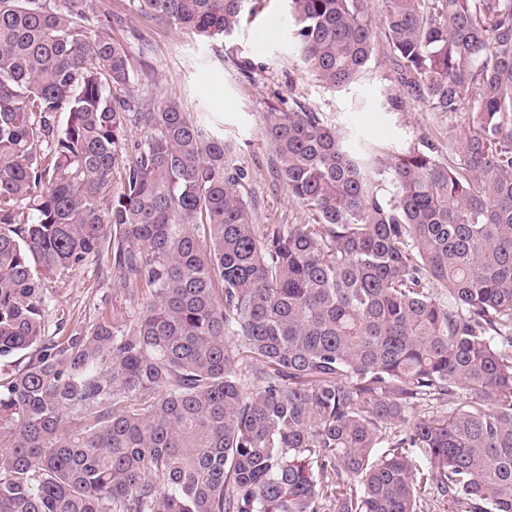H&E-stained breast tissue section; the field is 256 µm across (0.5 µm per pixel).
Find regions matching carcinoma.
I'll list each match as a JSON object with an SVG mask.
<instances>
[{
  "label": "carcinoma",
  "instance_id": "obj_1",
  "mask_svg": "<svg viewBox=\"0 0 512 512\" xmlns=\"http://www.w3.org/2000/svg\"><path fill=\"white\" fill-rule=\"evenodd\" d=\"M248 2L139 0L207 39ZM288 2L307 71L356 80L366 0ZM379 7L464 123L396 151L268 112L309 221L257 224L223 130L138 108L112 5L0 0V512H512V0ZM104 255L124 311L49 333Z\"/></svg>",
  "mask_w": 512,
  "mask_h": 512
}]
</instances>
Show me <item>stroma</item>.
I'll use <instances>...</instances> for the list:
<instances>
[{
	"label": "stroma",
	"mask_w": 512,
	"mask_h": 512,
	"mask_svg": "<svg viewBox=\"0 0 512 512\" xmlns=\"http://www.w3.org/2000/svg\"><path fill=\"white\" fill-rule=\"evenodd\" d=\"M121 10L124 37L149 73L148 100L173 96L192 113L207 112L224 124L247 176L244 195L260 224H304L273 173L274 154L263 135L264 115L280 104H299L322 114L339 133L396 149L419 145L424 134L447 132L456 119L411 99L398 81L377 0H367L373 52L352 84L330 89L311 76L295 47L288 0H262L231 35L204 42L144 17L138 0H112ZM107 260L91 262L84 275L59 290L51 319L90 320L125 304L117 280L102 275Z\"/></svg>",
	"instance_id": "35a3bbf8"
}]
</instances>
